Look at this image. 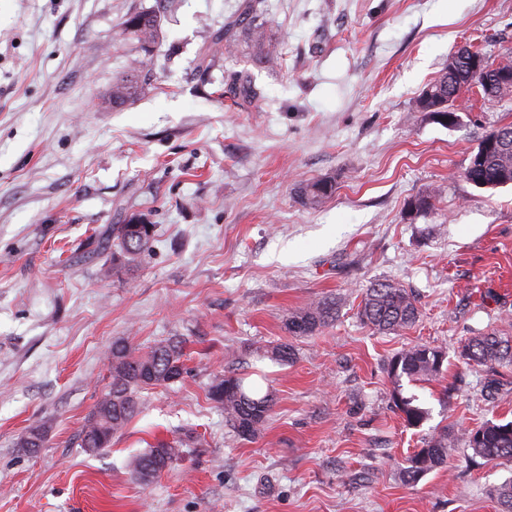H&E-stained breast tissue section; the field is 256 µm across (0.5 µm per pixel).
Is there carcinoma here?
Listing matches in <instances>:
<instances>
[{
  "mask_svg": "<svg viewBox=\"0 0 512 512\" xmlns=\"http://www.w3.org/2000/svg\"><path fill=\"white\" fill-rule=\"evenodd\" d=\"M160 10L137 12L128 15L115 31L117 43L134 42L148 51L156 44L165 15L173 13L178 0H164ZM259 0H246L240 15L224 25V31L215 34L204 57L233 51L237 46V26L247 21L251 41L262 46L266 42L267 29L257 22ZM141 75L134 68L125 77L112 83L106 105L119 107L132 103L138 97ZM482 82L462 68L454 74L442 68L440 74L427 85L435 95L424 98L419 94L413 103V111L423 112L430 108L437 112L448 110V103H456L461 94L480 88ZM482 137L494 139L493 148L472 154L465 178L475 186L494 183L501 173L512 169V123L490 129ZM336 190L330 179L313 181L302 187L301 200L317 205ZM118 241L120 257L124 264L133 266L142 254L149 251L154 232L135 236L128 225L113 228ZM342 302L336 296L312 299L306 306L288 315L286 329L292 337L314 336L336 322ZM357 316L364 325L377 333H395L413 327L419 320L420 310L416 295L402 285L391 281H378L365 289ZM459 356L468 364L483 367L493 375L490 387H496L498 369L512 365V336H500L487 332L469 338L461 346ZM182 349L177 342L151 347L146 351L133 348L124 341L112 344L107 356L111 381L106 394L107 402H97L85 419L80 434L81 447L89 452L108 448L112 439L121 434L128 423L139 414L141 391L155 386L169 385L180 380L186 373ZM445 352L437 346L414 344L394 354L387 363V373L393 390L391 400L406 425L419 427L428 419L429 411L416 403V397L403 394L402 378L411 382L433 381L442 374ZM207 398L224 411V420L236 435L244 440H254L262 432L274 409L270 392L252 373L238 369L227 370L213 376L206 393ZM464 445L469 453L464 461L476 459L488 463L512 462V421L506 423L487 421L460 434L443 428L432 435L425 445L415 450L405 460L401 469L402 480L415 484L431 471L448 463L453 448ZM178 455L176 442L160 441L147 451L135 456L130 463L133 479L142 486L150 485L164 470L169 468ZM490 495L500 506V512H512V480L494 485Z\"/></svg>",
  "mask_w": 512,
  "mask_h": 512,
  "instance_id": "obj_1",
  "label": "carcinoma"
}]
</instances>
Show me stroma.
Instances as JSON below:
<instances>
[{
    "instance_id": "obj_1",
    "label": "stroma",
    "mask_w": 512,
    "mask_h": 512,
    "mask_svg": "<svg viewBox=\"0 0 512 512\" xmlns=\"http://www.w3.org/2000/svg\"><path fill=\"white\" fill-rule=\"evenodd\" d=\"M241 2L179 0L139 97L112 109L101 101L132 58L113 31L158 0H0V512H498L488 489L512 462L466 468L459 447L414 486L400 467L444 427L512 420V366L495 393L459 356L470 337L512 336V185L464 176L479 137L512 122V94L464 93L454 128L411 109L453 48L512 56V0H262L278 66L242 31L234 56L201 68ZM321 178L335 193L303 205L298 188ZM432 190L435 209L411 213ZM135 220L155 242L113 266L112 227ZM377 280L417 295L413 328L359 321ZM325 294L342 300L336 323L290 339L288 314ZM173 336L187 374L86 452L113 342ZM288 340L294 362L273 361ZM415 343L446 358L437 380L403 384L430 412L412 428L386 364ZM232 366L275 398L252 441L206 397ZM37 421L46 445L20 451ZM185 432L171 468L132 480V456Z\"/></svg>"
}]
</instances>
